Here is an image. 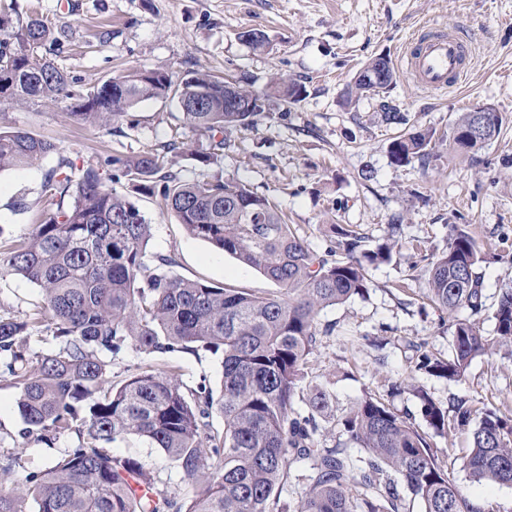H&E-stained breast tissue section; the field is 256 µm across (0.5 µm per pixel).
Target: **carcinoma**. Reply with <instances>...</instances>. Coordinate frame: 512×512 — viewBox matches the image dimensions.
<instances>
[{"mask_svg":"<svg viewBox=\"0 0 512 512\" xmlns=\"http://www.w3.org/2000/svg\"><path fill=\"white\" fill-rule=\"evenodd\" d=\"M66 27L32 15L11 29L0 24V71L12 70L3 101L64 106L68 118L108 133L136 128L140 102L170 99L179 125L206 137L208 147L178 138L128 156H112L76 170L61 156L44 177L40 217L28 236L0 244V269L36 285L40 305L21 316H0V375L19 389L17 406L28 435L54 439L76 434L77 447L42 471L19 479L21 488L0 489V512H407L404 488L424 512H497L475 504L439 463L425 435L370 394L333 413L327 386L306 384L308 356L320 335V312L362 296L368 269L392 260L402 244L373 249L361 237L333 228L324 252L311 248L278 206L238 179L201 173L183 179L173 157L188 151L208 167L224 149V130L247 127L260 110L230 112L226 79L189 70L135 69L91 87L48 55L67 52ZM45 49L48 55L39 53ZM382 68L384 79L366 83L365 72ZM391 62L365 61L346 92L353 104L394 82ZM303 87L276 73L269 95L287 104ZM496 112H463L448 132L462 152L481 149L498 131ZM434 133L413 127L388 146L392 163L429 157ZM51 141L0 126V171L34 165L55 152ZM126 182L121 194L107 181ZM159 196L186 232L260 272L277 289L250 293L208 285L173 272L176 259L149 249L152 224L133 195ZM483 261L475 239L453 224L448 246L426 270V298L448 314L452 352L419 351L415 371L460 381L476 357L512 345V285L500 291L494 335L477 315L483 288L475 272ZM50 335L53 351L31 356L35 335ZM133 349L147 357L173 352L222 353L219 390L206 380L184 386L179 374L147 364L125 380L108 379L112 360ZM432 431L453 437L470 430L464 462L472 480L512 486V419L463 401L443 408L418 394ZM224 426H213L214 416ZM340 426L345 440L323 431ZM145 439L175 464L182 490L111 446L128 436ZM308 463L303 489L286 496L291 466ZM143 488L132 492L125 476Z\"/></svg>","mask_w":512,"mask_h":512,"instance_id":"cac0c4a2","label":"carcinoma"}]
</instances>
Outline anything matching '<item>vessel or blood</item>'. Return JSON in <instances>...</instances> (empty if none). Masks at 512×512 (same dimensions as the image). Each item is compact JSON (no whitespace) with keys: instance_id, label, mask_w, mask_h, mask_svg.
<instances>
[{"instance_id":"obj_1","label":"vessel or blood","mask_w":512,"mask_h":512,"mask_svg":"<svg viewBox=\"0 0 512 512\" xmlns=\"http://www.w3.org/2000/svg\"><path fill=\"white\" fill-rule=\"evenodd\" d=\"M464 51L459 32L432 30L409 40L403 57L414 83L431 92H442L466 77Z\"/></svg>"}]
</instances>
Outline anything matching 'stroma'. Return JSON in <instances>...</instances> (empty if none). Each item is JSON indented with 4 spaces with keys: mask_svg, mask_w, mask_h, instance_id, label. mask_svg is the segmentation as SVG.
<instances>
[{
    "mask_svg": "<svg viewBox=\"0 0 512 512\" xmlns=\"http://www.w3.org/2000/svg\"><path fill=\"white\" fill-rule=\"evenodd\" d=\"M69 13L66 0H13L11 22L39 13L69 27L70 50L57 63L91 86L122 68L202 70L244 78L264 93L273 74L301 84V102L277 99L252 127L224 132V150L209 168L246 182L275 201L290 224L316 251H324L330 225L354 231L366 247L386 241L400 225L407 246L391 262L369 269L365 295L325 309L321 323L335 324L319 336L308 362V382L329 383L338 408L376 395L411 423L425 428L418 391L439 405L464 399L512 417V349L498 348L473 360L459 382L415 371L416 344L447 356L452 342L448 317L424 296L426 257L441 253L448 227L466 226L485 253L476 269L483 282L479 315L485 331L494 327L499 291L512 278V0H79ZM455 27L470 50L465 81L443 91L418 87L402 64L401 49L423 22ZM112 31L98 44L99 28ZM258 28L269 37L264 52L253 51L238 34ZM388 57L396 78L380 95L345 106L343 94L369 58ZM396 107L404 123L390 124L382 103ZM492 105L499 132L476 153H455L448 129L459 113ZM178 108L169 100H148L134 110L131 136L78 125L53 105H0V125L50 139L57 152L38 164L0 172V237L18 239L40 214L45 172L65 156L75 164L107 155H130L194 132L177 128ZM419 125L435 133L429 160L393 164L388 145ZM26 209H17V202ZM134 201L153 226L152 252L174 255L181 277L252 292L275 286L258 271L189 236L155 196ZM38 288L22 278L0 275V314L19 315L39 302ZM167 365L179 368L185 386L207 380L219 386L216 356L176 353ZM402 392L393 393L389 383ZM18 388L0 375V452H19L25 470L36 471L78 444L76 435L48 445L21 435ZM444 468L452 470L464 496L512 512V487L472 481L464 468L469 432L447 440L428 434ZM114 454L138 458L147 470L177 487L181 474L158 449L138 437L117 442Z\"/></svg>",
    "mask_w": 512,
    "mask_h": 512,
    "instance_id": "stroma-1",
    "label": "stroma"
}]
</instances>
